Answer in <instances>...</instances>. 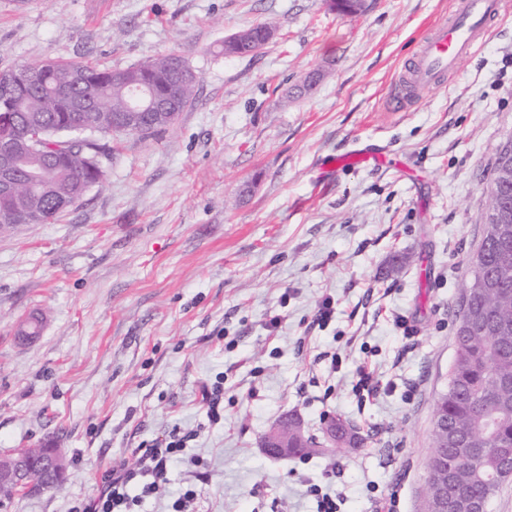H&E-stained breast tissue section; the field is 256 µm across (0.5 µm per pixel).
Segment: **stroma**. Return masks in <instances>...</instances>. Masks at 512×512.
Instances as JSON below:
<instances>
[{"label": "stroma", "mask_w": 512, "mask_h": 512, "mask_svg": "<svg viewBox=\"0 0 512 512\" xmlns=\"http://www.w3.org/2000/svg\"><path fill=\"white\" fill-rule=\"evenodd\" d=\"M366 4L0 0V70L172 53L199 78L174 125L110 138L102 184L58 221L0 232V452L51 441L67 463L60 487L7 512H78L108 469L174 430L185 453L137 512H173L188 489L190 512H315L312 483L339 512L382 498L423 512L483 189L512 140V15L445 85L391 113L388 86L451 0ZM261 22L274 35L257 55H225ZM367 144L390 165L324 183L322 160ZM328 297L331 320L313 326ZM33 308L44 329L25 345L15 327ZM362 365L393 390L360 401ZM219 377L215 421L201 392ZM289 417L316 437L338 417L372 442L268 458L265 435Z\"/></svg>", "instance_id": "1"}]
</instances>
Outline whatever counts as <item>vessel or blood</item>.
Instances as JSON below:
<instances>
[{"label":"vessel or blood","mask_w":512,"mask_h":512,"mask_svg":"<svg viewBox=\"0 0 512 512\" xmlns=\"http://www.w3.org/2000/svg\"><path fill=\"white\" fill-rule=\"evenodd\" d=\"M512 13V0H452L449 16L430 21L412 59L383 98L387 111L405 112L422 94L444 84L482 46L490 23Z\"/></svg>","instance_id":"obj_1"}]
</instances>
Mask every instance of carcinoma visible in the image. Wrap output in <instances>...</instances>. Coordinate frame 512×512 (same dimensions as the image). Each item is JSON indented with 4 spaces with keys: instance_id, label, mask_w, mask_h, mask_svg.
<instances>
[{
    "instance_id": "1",
    "label": "carcinoma",
    "mask_w": 512,
    "mask_h": 512,
    "mask_svg": "<svg viewBox=\"0 0 512 512\" xmlns=\"http://www.w3.org/2000/svg\"><path fill=\"white\" fill-rule=\"evenodd\" d=\"M272 29L263 22L233 35L224 41V54L259 53ZM183 64L174 54L149 56L116 77L91 62L68 59L1 70L0 142L9 137L38 141L42 147L15 157L32 204L24 207L0 194V231L54 222L72 207L63 194L82 181L102 183V159L111 147L101 139L120 132L112 126V114L134 104L141 88L183 111L196 94L194 84L177 85L175 71ZM85 97L90 106L81 110L77 103ZM166 128L160 117L147 115L138 134ZM486 195L501 203V233L485 230L470 259L471 278L461 286L454 357L436 400L434 456L426 485L438 484L446 460L459 496L483 497L489 512L493 498L512 478V182L504 184L495 175ZM357 443L368 440L336 422L335 447Z\"/></svg>"
}]
</instances>
